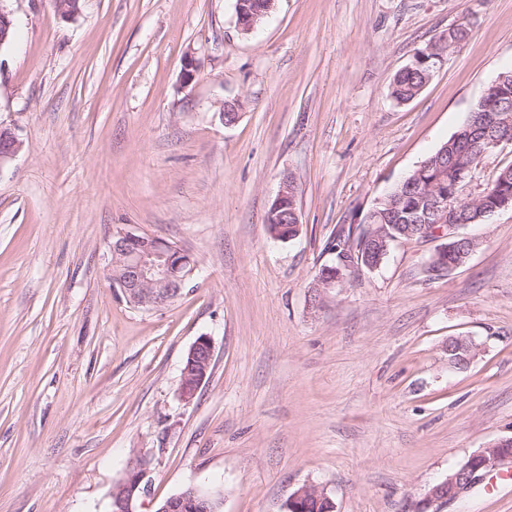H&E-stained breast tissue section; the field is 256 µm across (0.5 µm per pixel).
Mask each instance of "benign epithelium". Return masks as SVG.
Masks as SVG:
<instances>
[{
	"instance_id": "7a95c632",
	"label": "benign epithelium",
	"mask_w": 512,
	"mask_h": 512,
	"mask_svg": "<svg viewBox=\"0 0 512 512\" xmlns=\"http://www.w3.org/2000/svg\"><path fill=\"white\" fill-rule=\"evenodd\" d=\"M254 0H237L236 16L241 34H250L274 8L275 0H267L264 11L254 13L250 4ZM15 26L13 14L0 0V45L8 41L10 30ZM24 146L23 141L10 128L0 130V167L13 160ZM472 175L460 177L452 192L434 191L435 223L429 225L414 224L406 231L409 237L441 238L444 240L430 257L428 265L433 267L431 274L442 273L441 257L448 247L465 250L467 236L458 233L459 225L448 223L455 214V205L462 201L464 186ZM292 183L285 176L283 186L272 201L271 211L282 222V226L270 233L274 240H290L295 234L288 232L286 223L298 229L297 201L294 192L288 190ZM376 209L367 215V234L359 252L346 250L338 258L339 265L323 267L318 282L324 288H331L344 278V272L372 270L374 266L365 261L376 243L384 240L385 226L375 224ZM108 270L115 288L121 289L126 300L133 306L158 307L178 298L197 270V262L184 250L169 242L155 237H144L132 232H121L108 245ZM188 368L183 370L181 396L185 400L193 398L207 374L213 360V345L210 338L201 336L190 347ZM512 440L506 438L490 448H483L468 457L460 468L448 476L430 485L424 495L419 512L442 502L458 498L476 484L480 477L502 467L512 466V454L504 452ZM149 462L137 455L128 467L122 480L112 492L114 512H137V502L145 490L143 481L148 472ZM326 498V495L314 488L303 487L288 498V512H306V502L310 498ZM208 496L195 489L163 501L156 512H208Z\"/></svg>"
}]
</instances>
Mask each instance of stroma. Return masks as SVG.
I'll use <instances>...</instances> for the list:
<instances>
[{"label": "stroma", "mask_w": 512, "mask_h": 512, "mask_svg": "<svg viewBox=\"0 0 512 512\" xmlns=\"http://www.w3.org/2000/svg\"><path fill=\"white\" fill-rule=\"evenodd\" d=\"M0 125V512H109L132 455L138 512L188 488L218 512H286L304 486L334 512H417L428 486L512 437V209L430 278L435 239L319 287L353 213L434 154L512 69V0H276L248 36L235 0H7ZM463 45L399 104L395 74L449 28ZM193 55L198 73L181 81ZM238 117L225 124V105ZM299 235L271 240L284 175ZM164 239L198 272L174 303L108 279L118 233ZM472 337L469 367L448 339ZM214 366L181 397L184 357ZM437 512H512V483ZM24 146L23 141L11 128H1L0 167L13 160ZM213 345L209 337H199L190 347L189 365L183 370L181 396L184 400L193 398L202 382L205 380L207 371L208 376L212 371ZM211 367V368H210ZM191 368H195L191 372ZM201 368V369H199ZM203 377L201 379V376Z\"/></svg>", "instance_id": "stroma-1"}]
</instances>
